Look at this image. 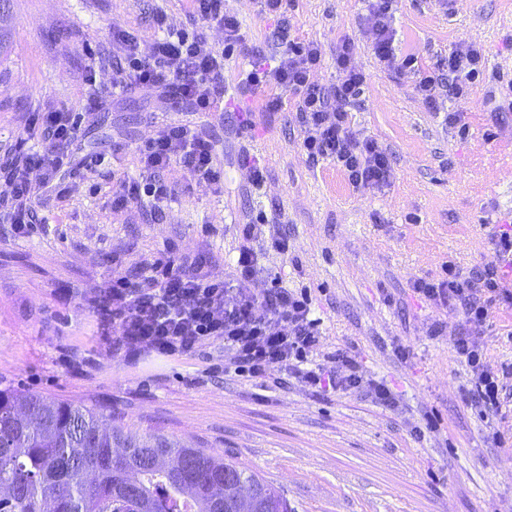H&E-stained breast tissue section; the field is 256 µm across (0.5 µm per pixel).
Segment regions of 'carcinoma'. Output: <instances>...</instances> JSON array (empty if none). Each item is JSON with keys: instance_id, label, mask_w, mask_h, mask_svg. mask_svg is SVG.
Here are the masks:
<instances>
[{"instance_id": "1", "label": "carcinoma", "mask_w": 512, "mask_h": 512, "mask_svg": "<svg viewBox=\"0 0 512 512\" xmlns=\"http://www.w3.org/2000/svg\"><path fill=\"white\" fill-rule=\"evenodd\" d=\"M239 488L224 492V470ZM0 512H289L253 473L157 434L111 429L95 407L0 387Z\"/></svg>"}]
</instances>
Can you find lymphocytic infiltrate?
Masks as SVG:
<instances>
[{
  "instance_id": "1",
  "label": "lymphocytic infiltrate",
  "mask_w": 512,
  "mask_h": 512,
  "mask_svg": "<svg viewBox=\"0 0 512 512\" xmlns=\"http://www.w3.org/2000/svg\"><path fill=\"white\" fill-rule=\"evenodd\" d=\"M198 21L216 25L224 31V45L206 48L196 31L167 29L155 40L150 53H142L138 37L116 29L112 38L120 50L116 60L113 93L132 87L159 91L162 97L188 103L192 111L208 117H223L228 92L236 95H262L267 110L282 107L281 97L270 95V88L291 90L296 100V115L304 129L303 150L311 161L327 160L336 165L357 188H378L390 177L389 155L372 138L353 132L349 106L364 92L366 78L351 63L353 46L342 42L336 49L338 80L332 93L311 80L322 53L317 45L289 39L286 31L277 38L285 49L276 65L257 60L235 89L224 83V61L243 42L240 22L225 13L224 0H190ZM393 0H368L374 23L367 32L374 53L388 69L414 68L413 56L399 57L393 51ZM482 52L471 43L459 44L440 62L435 76L420 78L415 86L427 104H434L440 93L462 98L481 73ZM29 132L44 134L45 146L20 148L15 160L0 162V182L9 186L0 195V212L15 231L27 234L33 228L35 212L42 199V185L54 184L56 198H65L68 189L55 185L58 174L77 175L95 171L102 158L77 161L72 145L78 139L81 123L77 113L65 107L31 113ZM141 180L121 183L112 195L113 209L134 202L157 201L172 192L166 178L170 167H179L194 180L221 183L224 171L217 163L214 146L195 127L182 122L165 124L156 136L137 150ZM39 180H32V172ZM264 234L263 222L243 225L238 255L227 279L215 278L199 260H181L166 250L149 260L139 280L114 277L108 288L112 309L102 329L116 339L117 348L129 355L150 352L165 358L187 355L200 346L219 340L224 344L225 370L255 380H266L271 372L292 374L309 387L325 392H355L382 405H392L393 390L384 383L363 376L355 354L337 350L332 367L317 363L322 346L319 320L313 315V300L308 291L284 287L255 292L254 283L263 277L253 244ZM494 259L482 268L460 272L445 268L437 281L416 280L412 291L440 309L463 317L451 345L471 370L468 402L485 410L499 408L503 384L498 374L485 364V353L478 336L489 328L495 306H512V290L504 288L501 265L512 261V228H500L492 239Z\"/></svg>"
}]
</instances>
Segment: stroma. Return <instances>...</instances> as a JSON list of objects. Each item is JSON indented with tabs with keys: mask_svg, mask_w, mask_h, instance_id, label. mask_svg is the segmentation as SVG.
I'll return each instance as SVG.
<instances>
[{
	"mask_svg": "<svg viewBox=\"0 0 512 512\" xmlns=\"http://www.w3.org/2000/svg\"><path fill=\"white\" fill-rule=\"evenodd\" d=\"M189 6L15 0L0 55V158L26 138L30 112L66 106L84 114L78 156L109 155L113 165L70 179L67 200L40 206L31 234L0 222V382L102 408L116 429L222 455L283 490L291 512H512V377L498 411L466 402L471 372L450 343L460 317L411 290L414 280L442 278L445 265L468 272L492 261L493 236L512 224V114L496 112L512 98V0H459L452 15L442 0H395L396 52L413 54L422 71L437 73L460 42L483 51V77L467 99L443 95L433 107L415 92L413 74L378 61L365 37V0H288L281 19L253 0H224L247 39L224 63L226 85L241 79L253 51L278 57L282 25L320 47L313 79L328 92L338 44L353 43L352 63L367 81L351 128L376 139L392 163L389 185L374 191L353 188L331 162L307 159L289 92L275 112L251 96L229 99L220 121L149 89L113 95V28L136 31L146 51L161 34L153 20L161 12L172 28H197L207 47L222 46L223 31L195 23ZM91 64L107 103L87 113ZM452 112L458 122H449ZM182 120L214 143L223 187L175 170L170 200L114 211V180L140 176L137 147ZM255 163L264 169L257 188ZM260 213L268 218L254 245L261 265L282 287L310 289L323 353L353 351L366 377L394 388V406L320 394L294 377L262 385L217 371L219 342L184 358L132 361L96 335L113 274L137 279L172 243L225 275L239 225ZM273 235L287 236V253L271 248ZM482 342L491 371L511 365L512 312L495 310Z\"/></svg>",
	"mask_w": 512,
	"mask_h": 512,
	"instance_id": "35a3bbf8",
	"label": "stroma"
}]
</instances>
